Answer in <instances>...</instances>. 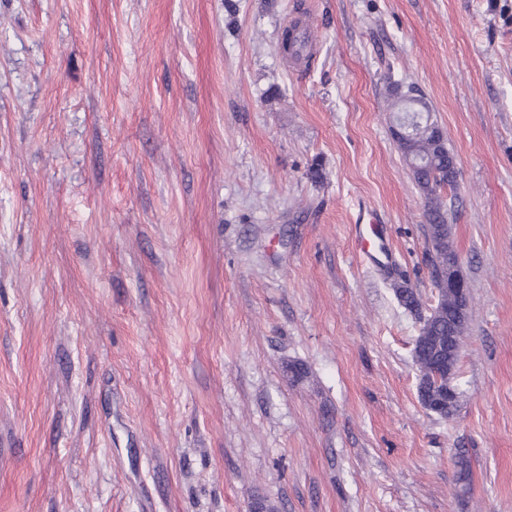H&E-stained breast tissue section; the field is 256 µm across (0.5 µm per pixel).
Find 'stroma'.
<instances>
[{
	"label": "stroma",
	"mask_w": 512,
	"mask_h": 512,
	"mask_svg": "<svg viewBox=\"0 0 512 512\" xmlns=\"http://www.w3.org/2000/svg\"><path fill=\"white\" fill-rule=\"evenodd\" d=\"M395 83L457 165L449 418ZM256 503L512 512V0H0V512Z\"/></svg>",
	"instance_id": "stroma-1"
}]
</instances>
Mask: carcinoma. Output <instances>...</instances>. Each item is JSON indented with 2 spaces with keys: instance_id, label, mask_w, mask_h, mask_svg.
I'll return each instance as SVG.
<instances>
[{
  "instance_id": "carcinoma-1",
  "label": "carcinoma",
  "mask_w": 512,
  "mask_h": 512,
  "mask_svg": "<svg viewBox=\"0 0 512 512\" xmlns=\"http://www.w3.org/2000/svg\"><path fill=\"white\" fill-rule=\"evenodd\" d=\"M417 91L414 85L408 86L403 94L393 90L388 109L404 116L414 127L410 137H398L396 143L416 185L429 200L426 218L435 256L432 277L437 302L423 321L414 347V364L419 372L418 392L427 399L432 412L448 418L457 408L458 392L453 380L468 330V312L462 313L460 308L469 305L470 292L465 284L458 288L448 286V267L457 264V254L448 240V214L434 199L438 190L455 186L456 175L448 173L451 152L445 141L427 132L429 117L426 113L430 108ZM395 292L406 308L420 307L413 289L400 285Z\"/></svg>"
}]
</instances>
